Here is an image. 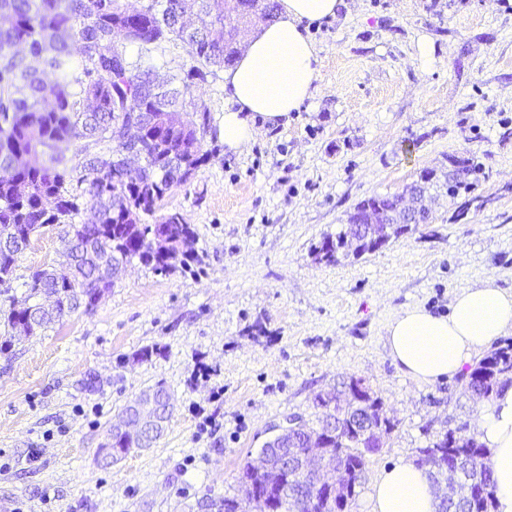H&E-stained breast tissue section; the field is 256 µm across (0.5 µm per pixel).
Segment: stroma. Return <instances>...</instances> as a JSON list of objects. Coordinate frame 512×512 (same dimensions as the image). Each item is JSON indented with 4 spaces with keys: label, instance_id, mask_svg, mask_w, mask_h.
Wrapping results in <instances>:
<instances>
[{
    "label": "stroma",
    "instance_id": "35a3bbf8",
    "mask_svg": "<svg viewBox=\"0 0 512 512\" xmlns=\"http://www.w3.org/2000/svg\"><path fill=\"white\" fill-rule=\"evenodd\" d=\"M311 37L313 97L241 152L209 132L210 161L166 197L198 263L164 275L132 262L92 313L0 354V499L15 512H197L205 496L236 494L274 426L313 419V395L350 376L397 426L349 512H367L385 467L446 431L475 433L478 405L458 379L405 376L384 332L411 305L447 314L485 277L512 287V0H345ZM454 151L489 173L465 220L443 194L433 223L356 260L314 261L359 202ZM63 260L58 230L35 237L11 294ZM159 383L174 402L163 436L103 466L107 426Z\"/></svg>",
    "mask_w": 512,
    "mask_h": 512
}]
</instances>
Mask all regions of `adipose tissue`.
I'll return each mask as SVG.
<instances>
[{"label":"adipose tissue","instance_id":"ef3b65f1","mask_svg":"<svg viewBox=\"0 0 512 512\" xmlns=\"http://www.w3.org/2000/svg\"><path fill=\"white\" fill-rule=\"evenodd\" d=\"M273 23L250 37L238 61L224 72V119L218 136L236 153L260 128L286 124L290 113L310 99L318 77L311 24L336 18L343 0H281ZM512 333V289L488 277L455 292L448 314L415 306L387 324L385 341L392 362L405 375L436 382L463 372L466 365L506 333ZM477 434L490 450L495 512H512V388L479 406ZM427 472L403 459L383 469L368 494V512H436Z\"/></svg>","mask_w":512,"mask_h":512}]
</instances>
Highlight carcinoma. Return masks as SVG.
I'll return each mask as SVG.
<instances>
[{
  "label": "carcinoma",
  "mask_w": 512,
  "mask_h": 512,
  "mask_svg": "<svg viewBox=\"0 0 512 512\" xmlns=\"http://www.w3.org/2000/svg\"><path fill=\"white\" fill-rule=\"evenodd\" d=\"M249 33L237 2L230 0H147L129 11L121 0H0V285L9 282L26 241L46 226L61 228L66 265L31 277L20 297L0 302V321L13 333L22 325L29 335L82 308L92 311L114 287L123 266L133 260L160 273H171L198 260L194 231L181 213L160 216L162 202L177 184L193 178L210 160L203 149L211 116L203 103L184 101L189 84L179 89L176 77L160 80L130 56L128 47L159 45L171 38L187 50L192 66L186 79L222 69L240 53ZM79 71V101L73 100L67 77ZM63 76L55 82L48 75ZM137 121L140 143H126L118 128ZM84 140L86 175L79 191L66 180L61 145ZM143 152L141 167L126 180L114 177L124 152ZM466 180L446 185L448 199L471 197L488 178L477 156L468 157ZM372 252L351 236L347 226L323 237L314 251L318 262ZM46 295L56 297L53 317L34 321ZM464 390L474 400H488L512 385V344L492 349L461 375ZM346 381L316 394V420L304 421L293 436V447L310 448L342 459L353 472L364 474L366 452L352 432L355 423L384 412L381 398L369 393L353 406L344 400ZM164 421L171 418V394L153 388ZM165 428L138 435L107 430L101 448H110L103 464L120 462L128 454L149 448ZM271 466L263 471L245 461L238 477V494L206 499L213 512H336V502L314 491L312 478L297 467L283 468L275 448L263 449ZM489 450L474 436L447 431L419 449L417 465L438 481L454 462L470 466L462 486L472 498L462 503L439 502L438 512H494L495 485L488 464Z\"/></svg>",
  "instance_id": "1"
}]
</instances>
